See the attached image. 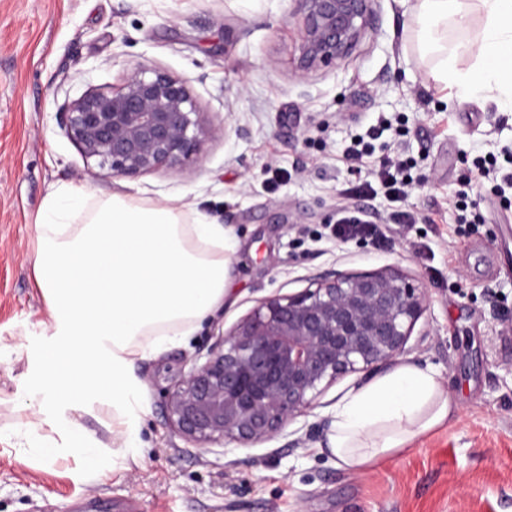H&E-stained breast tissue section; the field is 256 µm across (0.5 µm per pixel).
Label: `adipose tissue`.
Here are the masks:
<instances>
[{
    "label": "adipose tissue",
    "mask_w": 512,
    "mask_h": 512,
    "mask_svg": "<svg viewBox=\"0 0 512 512\" xmlns=\"http://www.w3.org/2000/svg\"><path fill=\"white\" fill-rule=\"evenodd\" d=\"M412 10L422 47L443 54L437 80L462 100L512 112V0H418ZM473 12L482 18L478 33L449 46V19ZM463 55L472 58L471 67L458 68ZM79 194L58 188L35 222L34 279L53 339L43 354L46 371L26 405L44 411L53 433L36 448L43 459L75 450L94 469L99 447L68 410L79 400L106 397L122 425L112 463L136 459L141 400L133 364L162 353L172 337L187 335L224 306L238 243L223 225L187 223L182 206L131 195L97 200L74 224L61 202ZM458 412L436 372L405 363L337 405L325 449L339 469L363 471L408 450L417 436L447 425Z\"/></svg>",
    "instance_id": "ef3b65f1"
}]
</instances>
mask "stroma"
Returning <instances> with one entry per match:
<instances>
[{
  "mask_svg": "<svg viewBox=\"0 0 512 512\" xmlns=\"http://www.w3.org/2000/svg\"><path fill=\"white\" fill-rule=\"evenodd\" d=\"M372 25L336 66L295 75L296 0H0V431L39 428L22 401L50 340L34 284L35 221L66 185L89 201L115 193L184 206L239 242L222 309L156 357L136 360L142 390L137 461L92 472L77 452L46 461L0 442V512H512V187L478 158H512V114L462 101L434 79L399 0H375ZM150 60L188 80L223 135L201 167L134 178H80L85 160L58 124L64 102L118 86ZM389 130L360 169L395 153L412 182L400 202L354 183L342 155L380 120ZM472 183L478 221L462 218ZM380 224V241L336 240L344 208ZM414 215L411 224L398 212ZM392 267L426 288L403 362L435 370L456 421L356 474L319 452L337 405L365 384L350 373L274 438L201 448L169 423L165 396L197 356L274 295L331 270ZM71 418L104 452L121 440L105 398Z\"/></svg>",
  "mask_w": 512,
  "mask_h": 512,
  "instance_id": "35a3bbf8",
  "label": "stroma"
}]
</instances>
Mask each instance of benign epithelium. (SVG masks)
<instances>
[{
	"label": "benign epithelium",
	"mask_w": 512,
	"mask_h": 512,
	"mask_svg": "<svg viewBox=\"0 0 512 512\" xmlns=\"http://www.w3.org/2000/svg\"><path fill=\"white\" fill-rule=\"evenodd\" d=\"M299 79L345 59L369 25L373 0H297ZM60 126L94 178L199 166L221 132L185 79L139 61L122 83L60 107ZM429 305L400 271H331L301 294L259 303L194 363L165 399L171 422L203 448L266 441L348 373L371 374L404 350Z\"/></svg>",
	"instance_id": "benign-epithelium-1"
}]
</instances>
